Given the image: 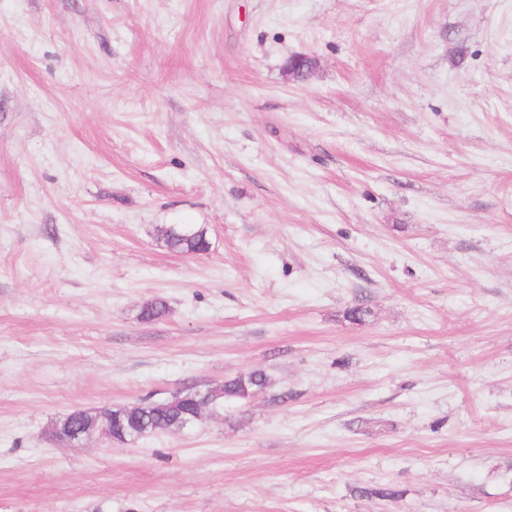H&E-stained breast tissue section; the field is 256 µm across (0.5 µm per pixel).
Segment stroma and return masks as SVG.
<instances>
[{"label":"stroma","instance_id":"1","mask_svg":"<svg viewBox=\"0 0 512 512\" xmlns=\"http://www.w3.org/2000/svg\"><path fill=\"white\" fill-rule=\"evenodd\" d=\"M0 512H512V0H0ZM157 237L165 246L182 254L199 253L207 250L209 240L201 227L188 224H169L157 228ZM215 387L221 394L217 403H239L247 401L258 392H263L268 387V376L263 370L256 369L224 380L223 384ZM189 391L178 392L167 398L164 403L156 404L154 400L143 399L141 401L142 408L141 414L133 417L124 418L122 421L125 424H133L137 422L141 429L152 430L158 429V432H163V428L168 424L176 420L180 415L185 417L186 414L193 411L190 400L180 401L179 399L185 396ZM75 413L69 419L65 421H55L50 430L49 437L52 441L57 442H65L71 443L74 441L87 440L90 441L92 439H105L110 442L112 440H117L115 437H112V430L110 429V425L107 422L105 417H98L97 419H101V423L97 426L96 421H93L89 426L82 427L81 431H78L77 428H73L72 422L75 418H78L83 410H74ZM91 428H94L91 430Z\"/></svg>","mask_w":512,"mask_h":512}]
</instances>
